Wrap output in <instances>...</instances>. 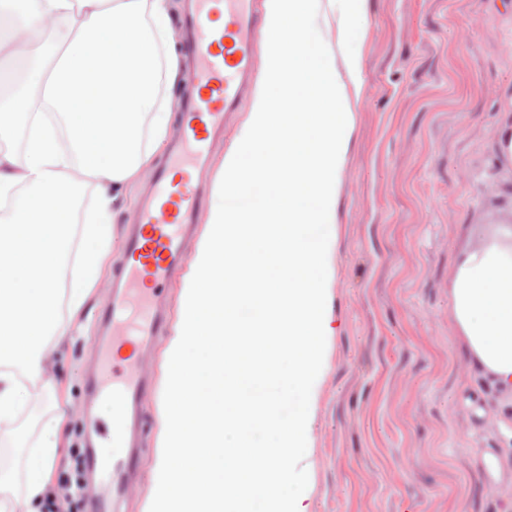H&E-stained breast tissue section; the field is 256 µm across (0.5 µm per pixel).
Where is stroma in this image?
<instances>
[{"instance_id":"1","label":"stroma","mask_w":512,"mask_h":512,"mask_svg":"<svg viewBox=\"0 0 512 512\" xmlns=\"http://www.w3.org/2000/svg\"><path fill=\"white\" fill-rule=\"evenodd\" d=\"M334 224L308 512H502L512 396L471 368L448 313L466 231L512 222V0H368ZM84 452L92 324L55 359ZM53 512H89L55 471Z\"/></svg>"}]
</instances>
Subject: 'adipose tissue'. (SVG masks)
I'll list each match as a JSON object with an SVG mask.
<instances>
[{"mask_svg":"<svg viewBox=\"0 0 512 512\" xmlns=\"http://www.w3.org/2000/svg\"><path fill=\"white\" fill-rule=\"evenodd\" d=\"M0 17V512H42L64 418L33 438L14 423L33 396L66 402L51 356L104 279L124 188L168 139L183 61L168 0H0ZM448 308L469 362L512 393V225L461 250Z\"/></svg>","mask_w":512,"mask_h":512,"instance_id":"obj_1","label":"adipose tissue"}]
</instances>
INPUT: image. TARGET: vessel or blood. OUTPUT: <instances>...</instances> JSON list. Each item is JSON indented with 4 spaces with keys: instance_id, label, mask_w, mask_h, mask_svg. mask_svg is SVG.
<instances>
[{
    "instance_id": "obj_1",
    "label": "vessel or blood",
    "mask_w": 512,
    "mask_h": 512,
    "mask_svg": "<svg viewBox=\"0 0 512 512\" xmlns=\"http://www.w3.org/2000/svg\"><path fill=\"white\" fill-rule=\"evenodd\" d=\"M257 0H183L182 49L193 68L180 132L124 226V261L112 297L97 312L98 365L85 380L90 431L86 473L101 488L91 512H122L150 464L140 446L143 404L153 383L145 353L167 334V291L187 262L212 147L229 113L252 95L254 54L263 37Z\"/></svg>"
}]
</instances>
